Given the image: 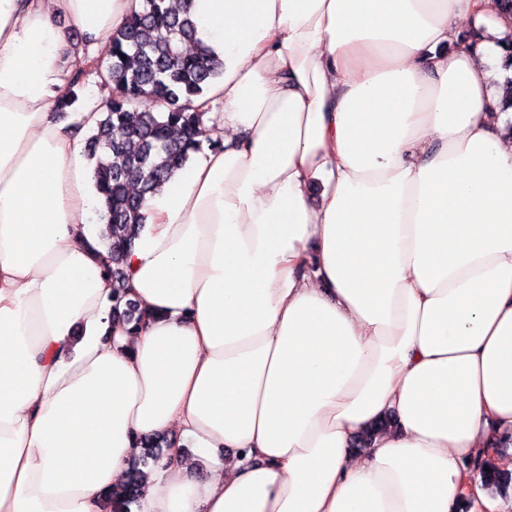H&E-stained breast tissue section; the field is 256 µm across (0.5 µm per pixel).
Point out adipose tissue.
<instances>
[{"instance_id": "ef3b65f1", "label": "adipose tissue", "mask_w": 512, "mask_h": 512, "mask_svg": "<svg viewBox=\"0 0 512 512\" xmlns=\"http://www.w3.org/2000/svg\"><path fill=\"white\" fill-rule=\"evenodd\" d=\"M141 0H0V512H456L512 469V111L492 0H187L224 142L143 203L112 320L81 131L54 117ZM482 30L470 47L462 31ZM393 418L368 448L355 436ZM141 445L145 448L143 459L132 465L127 481L109 495L110 512H130V505L138 499L142 489L144 471L140 467L148 466L149 460L155 464L163 455V440L146 439ZM478 469V474L480 476V481L482 483L481 486L484 490L493 493H488V496L492 498L496 497L497 492L505 490L509 488L510 485H512V472L504 473L496 468H488V471H485V467L483 464L477 465L475 470ZM508 474H510V476Z\"/></svg>"}]
</instances>
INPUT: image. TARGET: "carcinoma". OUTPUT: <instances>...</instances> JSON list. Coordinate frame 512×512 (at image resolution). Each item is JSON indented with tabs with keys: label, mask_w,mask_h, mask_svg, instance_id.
Instances as JSON below:
<instances>
[{
	"label": "carcinoma",
	"mask_w": 512,
	"mask_h": 512,
	"mask_svg": "<svg viewBox=\"0 0 512 512\" xmlns=\"http://www.w3.org/2000/svg\"><path fill=\"white\" fill-rule=\"evenodd\" d=\"M126 59H121V56ZM108 96L90 113L94 126L87 140L95 159L93 180L106 223L99 233L104 270L117 287L112 294V316L140 325L149 315L126 300L124 266L143 224L144 197L182 169L203 150L207 135L201 106L224 73V64L199 38L193 15L175 11L166 0H142L112 33L110 58L93 68ZM77 69L71 78V95L58 101L62 115L80 99ZM139 101L150 107L131 113ZM143 459L132 465L127 481L109 495L110 512H130L142 489L143 468L163 455L164 441L147 439ZM482 488L500 492L512 486V476L479 465Z\"/></svg>",
	"instance_id": "cac0c4a2"
}]
</instances>
